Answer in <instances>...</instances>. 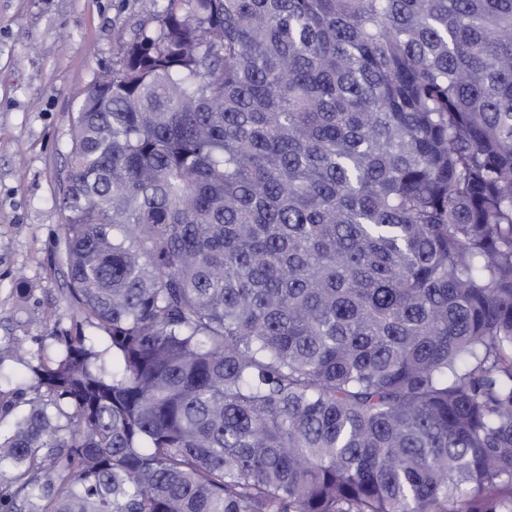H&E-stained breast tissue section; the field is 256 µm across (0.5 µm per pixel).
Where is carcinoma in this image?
Returning <instances> with one entry per match:
<instances>
[{"label": "carcinoma", "mask_w": 512, "mask_h": 512, "mask_svg": "<svg viewBox=\"0 0 512 512\" xmlns=\"http://www.w3.org/2000/svg\"><path fill=\"white\" fill-rule=\"evenodd\" d=\"M59 206L0 512H512V0H148Z\"/></svg>", "instance_id": "cac0c4a2"}]
</instances>
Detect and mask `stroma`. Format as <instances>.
Instances as JSON below:
<instances>
[{"instance_id":"obj_1","label":"stroma","mask_w":512,"mask_h":512,"mask_svg":"<svg viewBox=\"0 0 512 512\" xmlns=\"http://www.w3.org/2000/svg\"><path fill=\"white\" fill-rule=\"evenodd\" d=\"M140 0H0V384L26 388L40 320L70 321L56 240L71 120L120 59ZM26 297H18V286Z\"/></svg>"}]
</instances>
